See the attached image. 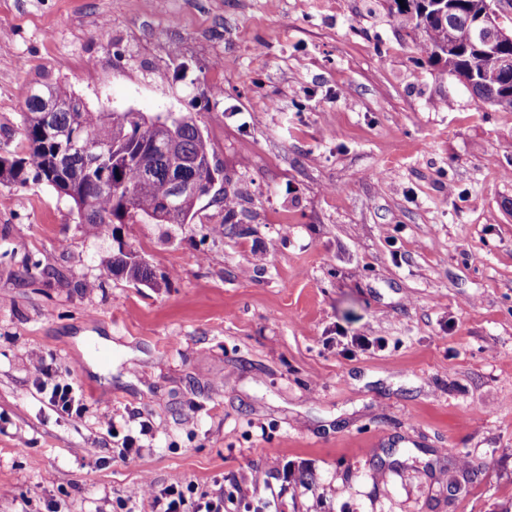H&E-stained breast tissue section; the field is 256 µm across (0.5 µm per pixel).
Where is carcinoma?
Here are the masks:
<instances>
[{
    "label": "carcinoma",
    "instance_id": "obj_1",
    "mask_svg": "<svg viewBox=\"0 0 512 512\" xmlns=\"http://www.w3.org/2000/svg\"><path fill=\"white\" fill-rule=\"evenodd\" d=\"M488 0H390L388 13L397 27L404 31L420 32L424 39L419 52L432 62L444 65L448 73L470 80L467 89L484 105L512 112V70L503 71L497 59L480 48L464 43L469 20L486 8ZM47 88L67 108L55 113L58 129H82L94 138L105 135L111 141L110 171L135 189L126 199L93 187L91 176L84 171L83 157L61 147L45 137L41 108L36 99L40 88ZM179 130V146L183 173L192 177L200 168L214 162V149L196 120L185 116ZM23 137L29 157L0 155V184L24 186L29 182L49 183L51 179L64 182L61 190L76 209L88 211L86 222L96 234L106 233L113 224H189L197 212L201 196L185 192L176 200L177 208L164 215L158 213L160 201L173 193V185L164 176L168 160L151 146L155 139L166 138L159 122H146L143 114L132 110L123 112H93L70 86L60 80H47L24 90V112L21 113ZM224 219L219 233H232L238 222L235 218V199L222 195ZM101 215L107 224L97 222ZM101 265L114 276L135 284L160 287L152 269L133 252L122 249L101 259Z\"/></svg>",
    "mask_w": 512,
    "mask_h": 512
}]
</instances>
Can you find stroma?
Listing matches in <instances>:
<instances>
[{
  "label": "stroma",
  "mask_w": 512,
  "mask_h": 512,
  "mask_svg": "<svg viewBox=\"0 0 512 512\" xmlns=\"http://www.w3.org/2000/svg\"><path fill=\"white\" fill-rule=\"evenodd\" d=\"M419 40L386 0H0V155L42 75L189 114L242 228L206 197L96 235L0 184V512L177 480L242 504L257 473L280 512H512V112ZM120 248L161 287L104 270ZM50 401L60 412L67 415H81L80 397L69 383H57L53 386Z\"/></svg>",
  "instance_id": "obj_1"
}]
</instances>
